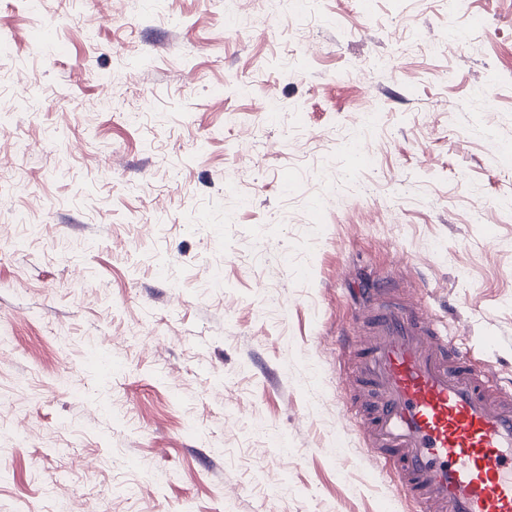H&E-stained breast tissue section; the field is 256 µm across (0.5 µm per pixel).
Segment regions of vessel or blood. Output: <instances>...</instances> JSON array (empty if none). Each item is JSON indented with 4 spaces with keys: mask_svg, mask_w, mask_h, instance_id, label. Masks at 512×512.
I'll list each match as a JSON object with an SVG mask.
<instances>
[{
    "mask_svg": "<svg viewBox=\"0 0 512 512\" xmlns=\"http://www.w3.org/2000/svg\"><path fill=\"white\" fill-rule=\"evenodd\" d=\"M369 399L361 433L420 512H512V385L442 335L398 281L367 288L342 339Z\"/></svg>",
    "mask_w": 512,
    "mask_h": 512,
    "instance_id": "1",
    "label": "vessel or blood"
}]
</instances>
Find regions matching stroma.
<instances>
[{"instance_id": "stroma-1", "label": "stroma", "mask_w": 512, "mask_h": 512, "mask_svg": "<svg viewBox=\"0 0 512 512\" xmlns=\"http://www.w3.org/2000/svg\"><path fill=\"white\" fill-rule=\"evenodd\" d=\"M295 9L0 0V512H418L343 406L375 279L512 382V0Z\"/></svg>"}]
</instances>
